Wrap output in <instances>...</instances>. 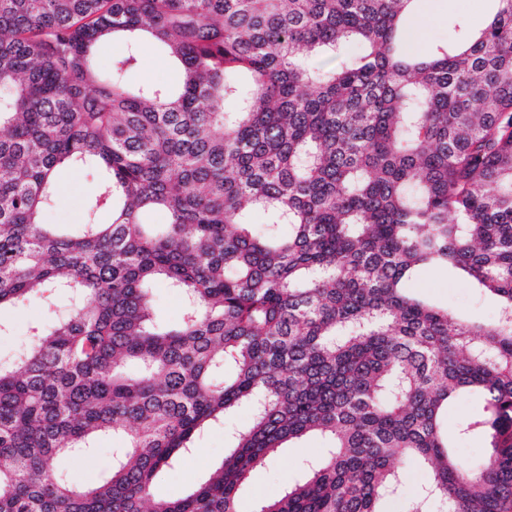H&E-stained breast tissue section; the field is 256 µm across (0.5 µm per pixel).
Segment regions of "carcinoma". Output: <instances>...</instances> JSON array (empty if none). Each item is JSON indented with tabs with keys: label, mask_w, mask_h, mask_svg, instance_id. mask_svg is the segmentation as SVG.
<instances>
[{
	"label": "carcinoma",
	"mask_w": 512,
	"mask_h": 512,
	"mask_svg": "<svg viewBox=\"0 0 512 512\" xmlns=\"http://www.w3.org/2000/svg\"><path fill=\"white\" fill-rule=\"evenodd\" d=\"M419 2L0 0V311L68 301L0 360V512H237L308 435L330 455L256 512H382L408 463L430 478L405 512H512V0L410 53ZM145 38L179 79L130 91ZM67 166L104 183L70 233L40 221ZM425 269L495 320L411 292ZM465 397L477 467L443 428ZM240 406L221 466L155 496ZM103 434L112 471L73 487ZM412 292L425 295L473 321L489 323L496 316V301L474 288L468 278L452 271L428 269L412 283ZM153 288L158 317L170 324L180 321L183 312L182 297L162 281L156 282Z\"/></svg>",
	"instance_id": "cac0c4a2"
}]
</instances>
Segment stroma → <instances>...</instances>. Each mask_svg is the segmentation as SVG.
Listing matches in <instances>:
<instances>
[{"label":"stroma","instance_id":"stroma-1","mask_svg":"<svg viewBox=\"0 0 512 512\" xmlns=\"http://www.w3.org/2000/svg\"><path fill=\"white\" fill-rule=\"evenodd\" d=\"M488 0H420L419 12L413 17L414 36L411 50L420 51L436 39L447 37L448 29L458 15H466L473 24H480L487 14ZM141 64L126 75L127 85L171 82L176 78L173 64L155 51L153 46L142 45ZM60 187L54 203L43 214L47 224L72 226L83 223L87 202L98 194L103 183L85 170L61 169ZM414 293L427 296L448 306L464 317L488 323L496 316V301L490 294L474 288L468 278L450 271L428 269L413 282ZM10 321L9 334H0V357H9L34 328L47 323L45 310L36 304L5 311ZM473 398L458 401L448 409V435L455 440V451L467 463L478 464L483 457L484 444L478 438H459L461 424L476 409ZM251 421L248 407L239 408L227 417L223 424L205 431L197 442V451L184 458L173 469L161 472L155 482L154 491L166 498H179L192 492L221 465L227 452L225 437L228 433L247 426ZM118 436L99 437L89 455L72 461L67 469L68 481L75 487L94 486L102 475L112 468L114 449L123 447ZM323 440L310 435L289 443L280 453L266 459L250 474L239 494L238 512H254L257 504L278 498L288 481L303 475L307 461L326 455Z\"/></svg>","mask_w":512,"mask_h":512}]
</instances>
